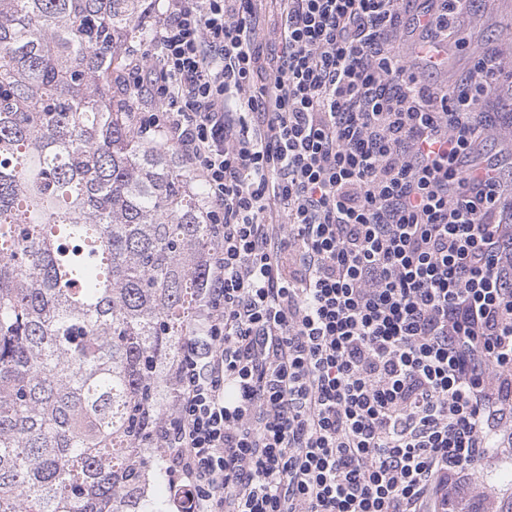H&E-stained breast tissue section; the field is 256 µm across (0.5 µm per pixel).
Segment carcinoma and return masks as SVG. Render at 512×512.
Returning <instances> with one entry per match:
<instances>
[{
	"label": "carcinoma",
	"mask_w": 512,
	"mask_h": 512,
	"mask_svg": "<svg viewBox=\"0 0 512 512\" xmlns=\"http://www.w3.org/2000/svg\"><path fill=\"white\" fill-rule=\"evenodd\" d=\"M144 0H0V512H167L203 186L132 125Z\"/></svg>",
	"instance_id": "obj_1"
}]
</instances>
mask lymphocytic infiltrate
I'll list each match as a JSON object with an SVG mask.
<instances>
[{
	"label": "lymphocytic infiltrate",
	"mask_w": 512,
	"mask_h": 512,
	"mask_svg": "<svg viewBox=\"0 0 512 512\" xmlns=\"http://www.w3.org/2000/svg\"><path fill=\"white\" fill-rule=\"evenodd\" d=\"M151 0L134 127L206 191L211 283L156 428L183 512H448L512 448V139L496 58L430 84L470 0ZM436 2L430 0H398L397 8L401 16V24L397 31L396 44L404 51L410 50L418 34L412 33V19L424 7H434Z\"/></svg>",
	"instance_id": "obj_1"
}]
</instances>
